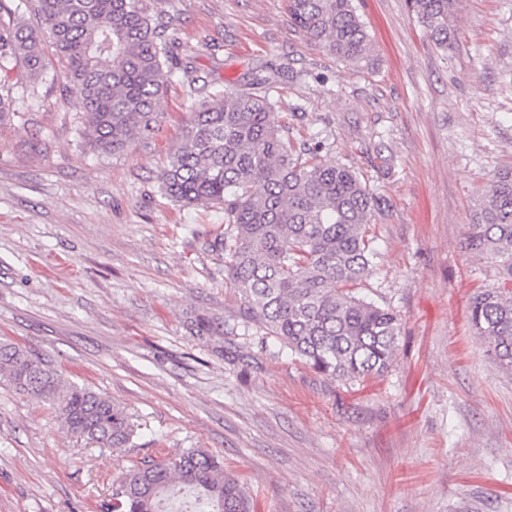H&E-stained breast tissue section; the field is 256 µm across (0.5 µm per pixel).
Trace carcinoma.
Returning a JSON list of instances; mask_svg holds the SVG:
<instances>
[{"label": "carcinoma", "mask_w": 512, "mask_h": 512, "mask_svg": "<svg viewBox=\"0 0 512 512\" xmlns=\"http://www.w3.org/2000/svg\"><path fill=\"white\" fill-rule=\"evenodd\" d=\"M41 27L0 22V121L13 111L9 74L43 77L44 39L64 64L66 96L83 115L82 137L103 154L126 150L154 129L164 83L182 73L193 99L183 140L159 173L179 205L224 208V227L205 241L224 257L238 318L195 315L191 333L224 352V337L255 327L333 380L388 373L398 356L399 314L359 295L377 253L369 238L375 199L352 166L305 156L285 134L288 116L270 92L285 77L265 65L245 87L207 92L187 63V46L153 0H32ZM436 46L452 47L458 0H407ZM288 17L308 43L354 69L375 65L374 43L353 0H288ZM171 69L164 70L165 64ZM465 249L499 268L498 282L471 298L469 325L494 361L512 367V169L483 189ZM0 381L55 403L68 429L107 448L128 444L126 414L112 399L65 381L47 362L0 340ZM99 512H251L219 456L188 448L126 467Z\"/></svg>", "instance_id": "cac0c4a2"}]
</instances>
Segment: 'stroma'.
I'll return each mask as SVG.
<instances>
[{"instance_id":"35a3bbf8","label":"stroma","mask_w":512,"mask_h":512,"mask_svg":"<svg viewBox=\"0 0 512 512\" xmlns=\"http://www.w3.org/2000/svg\"><path fill=\"white\" fill-rule=\"evenodd\" d=\"M374 71L309 45L287 0H162L210 90L287 64L274 91L290 132L352 165L375 199L377 259L359 291L402 319L383 377L333 381L262 343L191 316L236 315L206 234L219 208H184L157 179L191 100L171 78L156 129L123 153L81 137L83 119L45 55L0 123V340L109 396L127 447L67 432L52 402L0 384V512H98L123 467L185 448L224 456L253 512H512V370L469 331L468 305L496 282L466 253L477 191L512 168V0H460L439 49L407 0H355Z\"/></svg>"}]
</instances>
